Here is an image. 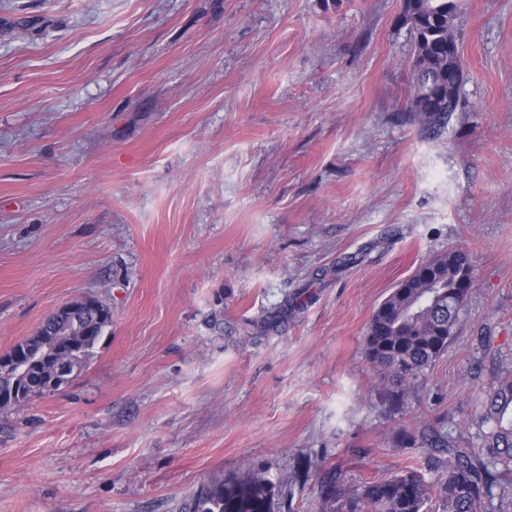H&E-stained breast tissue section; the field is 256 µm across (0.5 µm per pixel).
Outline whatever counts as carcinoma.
<instances>
[{
	"label": "carcinoma",
	"mask_w": 512,
	"mask_h": 512,
	"mask_svg": "<svg viewBox=\"0 0 512 512\" xmlns=\"http://www.w3.org/2000/svg\"><path fill=\"white\" fill-rule=\"evenodd\" d=\"M404 23L413 37L411 91L404 111L432 133L459 111L464 83L457 40L459 9L448 0H403ZM468 254L452 247L418 268L378 305L364 336L369 363L400 385L418 377L448 348L471 288ZM112 323L110 307L93 297L69 314L51 312L35 335L15 344L0 361V411L50 396L86 367ZM486 427L474 448L446 430L441 420L418 418L399 425L392 441L422 454L418 467L345 492L337 474L325 473L323 503L337 512H484L494 496L512 500V366L503 364L496 386L480 404ZM274 487L262 471L233 474L202 485L185 512H279Z\"/></svg>",
	"instance_id": "obj_1"
}]
</instances>
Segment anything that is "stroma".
Here are the masks:
<instances>
[{
    "mask_svg": "<svg viewBox=\"0 0 512 512\" xmlns=\"http://www.w3.org/2000/svg\"><path fill=\"white\" fill-rule=\"evenodd\" d=\"M459 4L435 137L400 110L402 0H0V354L112 311L74 381L0 413V512H183L252 470L327 512L297 468L394 476L400 421L480 446L512 364V0ZM451 247L476 286L395 408L368 323Z\"/></svg>",
    "mask_w": 512,
    "mask_h": 512,
    "instance_id": "obj_1",
    "label": "stroma"
}]
</instances>
